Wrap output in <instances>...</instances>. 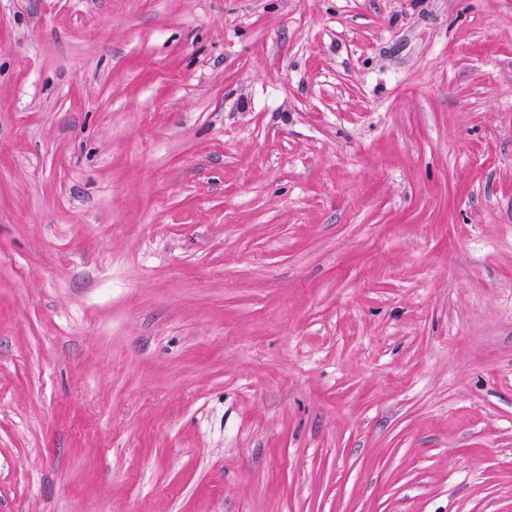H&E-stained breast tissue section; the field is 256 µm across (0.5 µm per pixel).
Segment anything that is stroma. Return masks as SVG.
Here are the masks:
<instances>
[{
    "label": "stroma",
    "mask_w": 512,
    "mask_h": 512,
    "mask_svg": "<svg viewBox=\"0 0 512 512\" xmlns=\"http://www.w3.org/2000/svg\"><path fill=\"white\" fill-rule=\"evenodd\" d=\"M0 512H512V0H0Z\"/></svg>",
    "instance_id": "obj_1"
}]
</instances>
